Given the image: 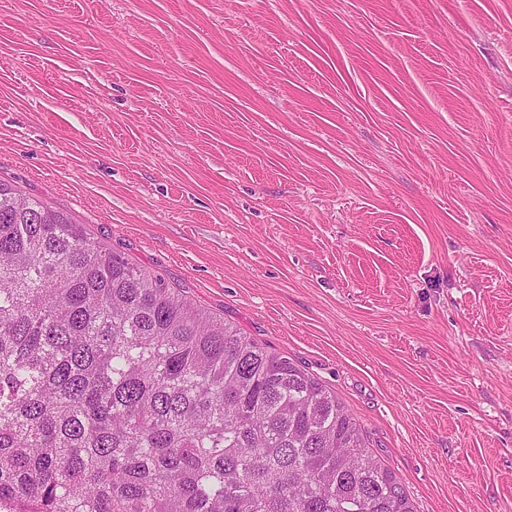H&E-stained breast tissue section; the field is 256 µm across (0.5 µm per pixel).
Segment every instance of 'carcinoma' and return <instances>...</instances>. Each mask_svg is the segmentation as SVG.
<instances>
[{
    "mask_svg": "<svg viewBox=\"0 0 512 512\" xmlns=\"http://www.w3.org/2000/svg\"><path fill=\"white\" fill-rule=\"evenodd\" d=\"M0 501L413 512L334 393L1 181Z\"/></svg>",
    "mask_w": 512,
    "mask_h": 512,
    "instance_id": "obj_1",
    "label": "carcinoma"
}]
</instances>
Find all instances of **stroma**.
<instances>
[{"instance_id": "stroma-1", "label": "stroma", "mask_w": 512, "mask_h": 512, "mask_svg": "<svg viewBox=\"0 0 512 512\" xmlns=\"http://www.w3.org/2000/svg\"><path fill=\"white\" fill-rule=\"evenodd\" d=\"M0 180L512 512V0H0Z\"/></svg>"}]
</instances>
